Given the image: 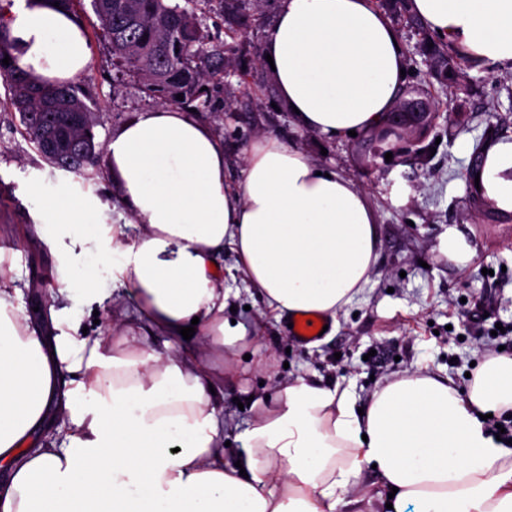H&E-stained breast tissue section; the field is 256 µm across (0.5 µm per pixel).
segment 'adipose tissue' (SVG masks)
Returning <instances> with one entry per match:
<instances>
[{"label":"adipose tissue","instance_id":"ef3b65f1","mask_svg":"<svg viewBox=\"0 0 512 512\" xmlns=\"http://www.w3.org/2000/svg\"><path fill=\"white\" fill-rule=\"evenodd\" d=\"M411 4L455 52L512 71V0ZM10 28L18 66L41 83H73L91 64L83 26L51 0H20ZM400 44L376 0H280L263 52L296 124L333 138L393 111ZM483 152L479 194L512 212V140ZM106 153L140 232L100 224L102 200L72 183L41 182L31 215L54 258L47 311L19 303L0 269V512H362L352 490L366 472L394 490L391 512H512V448L481 420L512 409L506 354L487 356L465 392L413 372L380 379L361 404L339 381L283 382L226 462L233 419L200 359L246 338L224 316L225 251L271 312L332 321L370 280L375 214L357 182L319 174L273 135L230 181L222 140L177 108L138 113ZM117 288L134 306L114 330L85 331L74 298L100 304ZM157 339L165 351L147 362L113 353Z\"/></svg>","mask_w":512,"mask_h":512}]
</instances>
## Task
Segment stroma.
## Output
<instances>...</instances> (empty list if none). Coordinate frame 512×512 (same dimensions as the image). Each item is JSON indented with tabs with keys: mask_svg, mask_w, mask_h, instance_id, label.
<instances>
[{
	"mask_svg": "<svg viewBox=\"0 0 512 512\" xmlns=\"http://www.w3.org/2000/svg\"><path fill=\"white\" fill-rule=\"evenodd\" d=\"M275 0L264 6V27L242 37L237 62L247 82L234 88L231 108L215 107L203 121L224 143L232 180H240L245 153L261 135L272 133L306 151L321 166L358 182L373 208L378 259L369 283L337 316L338 327L315 345L294 341L287 320H276L259 297L250 295L232 252L224 254V285L231 291V318L244 322L247 337L234 361L242 368L235 382L224 385V411L247 425L262 411L250 397L272 394L278 383L299 376L328 382L351 381L359 401H366L376 379L404 371L446 375L467 390L471 362H482L495 349L512 355L489 330L497 320H512V212L476 201L466 175L476 149L491 137L512 136V72L478 66L459 75L452 86L435 76L431 58L419 50L421 35L400 25L410 76L404 91L428 94L436 119L425 144L429 154L403 164H366L354 137L328 139L297 127L287 111H273L259 87L271 75L256 62L266 24L272 23ZM80 16L87 32L93 65L79 81L90 86L99 124V145L113 131L151 108L135 84L114 89L110 64L93 33L100 22L90 4ZM67 179L79 191L108 200L103 221L127 224L122 190L106 164L90 177L57 169L43 160L22 134L18 112L7 104L0 83V261L15 270L23 302L45 303L42 280L50 264L46 249L31 238L27 197L33 179ZM456 232V251H448V234ZM488 310L485 318L461 323L468 310Z\"/></svg>",
	"mask_w": 512,
	"mask_h": 512,
	"instance_id": "1",
	"label": "stroma"
}]
</instances>
